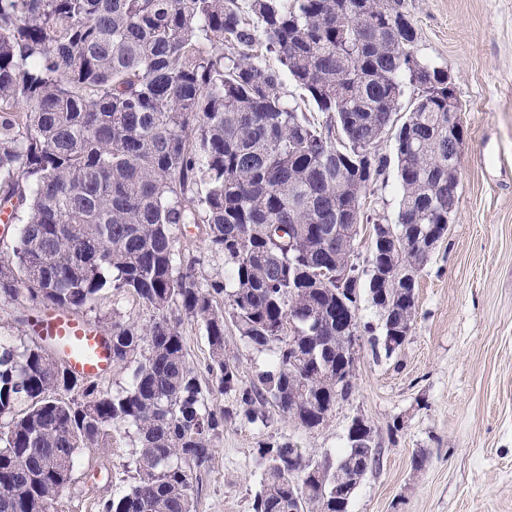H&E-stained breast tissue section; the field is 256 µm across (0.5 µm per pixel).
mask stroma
I'll return each instance as SVG.
<instances>
[{
  "mask_svg": "<svg viewBox=\"0 0 512 512\" xmlns=\"http://www.w3.org/2000/svg\"><path fill=\"white\" fill-rule=\"evenodd\" d=\"M418 33L414 55L447 70L465 134L458 209L448 233L418 273L416 318L402 348L374 358L368 328L379 325L368 295L352 395L325 422L305 429L279 415L249 423L234 394L213 390L204 369L207 340L181 327L189 361L214 405L233 411L214 456L194 473L196 512H253L260 446L292 442L302 453L337 459L354 417L373 428L380 464L356 489L349 512H512V0H403ZM400 200L395 166L365 199L374 219L394 223ZM39 308L0 302V336L31 340ZM101 328L113 315L141 324L152 309L102 292ZM136 450L122 432L108 448L81 449L63 491L64 512H97L123 492ZM425 455L414 467V455Z\"/></svg>",
  "mask_w": 512,
  "mask_h": 512,
  "instance_id": "obj_1",
  "label": "stroma"
}]
</instances>
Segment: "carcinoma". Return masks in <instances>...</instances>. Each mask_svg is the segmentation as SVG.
Here are the masks:
<instances>
[{
	"instance_id": "carcinoma-1",
	"label": "carcinoma",
	"mask_w": 512,
	"mask_h": 512,
	"mask_svg": "<svg viewBox=\"0 0 512 512\" xmlns=\"http://www.w3.org/2000/svg\"><path fill=\"white\" fill-rule=\"evenodd\" d=\"M257 30L323 123L285 98L280 72L254 54ZM416 38L402 0H249L247 11L237 0H0V210L16 225L0 300L78 312L109 289L155 311L146 325L112 320V363L129 369L112 391L41 342L0 338V512H60L79 450L121 428L138 448L136 476L98 512H193L192 470L211 461L232 413L208 404L186 321L203 329L206 370L248 422L275 412L322 424L353 388L350 368L336 393L349 331L330 275L352 257L336 240L371 222L353 213L388 167L382 126L395 129L401 201L396 222L377 225L371 265L401 279L364 288L378 313L401 316L381 322L373 353L401 349L419 238L454 204L447 74L409 66ZM191 224L224 275L202 280V257L180 250ZM229 324L273 353L248 382L225 349ZM257 455L253 512H293L298 499L303 512H348L330 459L288 442ZM379 456L350 434L339 460L352 475Z\"/></svg>"
}]
</instances>
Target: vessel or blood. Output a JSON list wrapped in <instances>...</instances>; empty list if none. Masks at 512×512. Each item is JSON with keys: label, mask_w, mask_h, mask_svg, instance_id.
Segmentation results:
<instances>
[{"label": "vessel or blood", "mask_w": 512, "mask_h": 512, "mask_svg": "<svg viewBox=\"0 0 512 512\" xmlns=\"http://www.w3.org/2000/svg\"><path fill=\"white\" fill-rule=\"evenodd\" d=\"M33 331L57 350L80 378L96 377L111 365L112 348L108 337L77 314L41 312L34 321Z\"/></svg>", "instance_id": "obj_1"}]
</instances>
